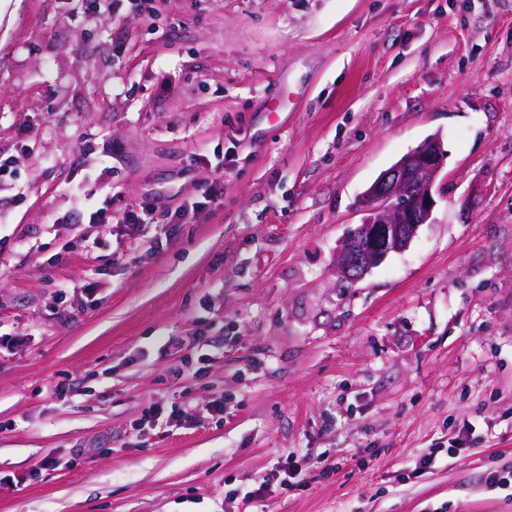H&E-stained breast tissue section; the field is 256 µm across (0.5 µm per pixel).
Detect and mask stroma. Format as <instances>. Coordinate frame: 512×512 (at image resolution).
Here are the masks:
<instances>
[{
  "instance_id": "stroma-1",
  "label": "stroma",
  "mask_w": 512,
  "mask_h": 512,
  "mask_svg": "<svg viewBox=\"0 0 512 512\" xmlns=\"http://www.w3.org/2000/svg\"><path fill=\"white\" fill-rule=\"evenodd\" d=\"M433 134L430 221L340 281ZM0 161V512H512V0H0ZM220 155H218L219 157ZM222 161H217L213 168L215 177L208 190L204 192L201 198L190 204V207H183L179 211H175L174 214L170 215L168 224H188L191 223V219L195 213L207 209L209 205L218 199L224 193V155L220 156ZM119 222L120 224H125L126 236H128L131 241L139 239L138 236L140 235L143 224L156 223L153 204L140 202L126 205Z\"/></svg>"
}]
</instances>
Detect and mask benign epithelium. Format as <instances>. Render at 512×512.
<instances>
[{"mask_svg":"<svg viewBox=\"0 0 512 512\" xmlns=\"http://www.w3.org/2000/svg\"><path fill=\"white\" fill-rule=\"evenodd\" d=\"M442 164L440 138L432 135L378 176L357 200L363 220L339 249L338 275L356 282L409 245L432 216Z\"/></svg>","mask_w":512,"mask_h":512,"instance_id":"7a95c632","label":"benign epithelium"}]
</instances>
